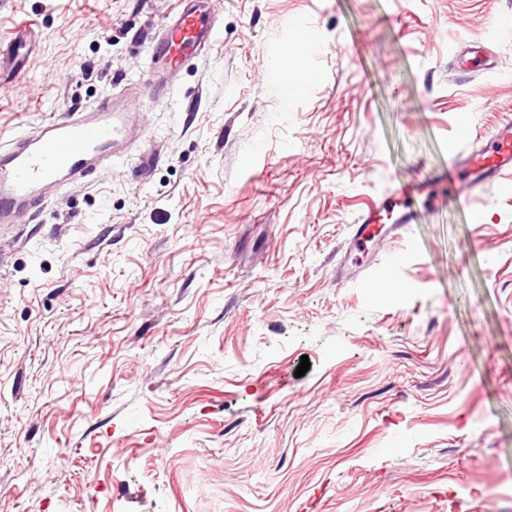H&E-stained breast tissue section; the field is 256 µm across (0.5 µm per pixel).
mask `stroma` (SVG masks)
Masks as SVG:
<instances>
[{"label":"stroma","instance_id":"obj_1","mask_svg":"<svg viewBox=\"0 0 512 512\" xmlns=\"http://www.w3.org/2000/svg\"><path fill=\"white\" fill-rule=\"evenodd\" d=\"M211 7L153 163L0 224V512H512V180L464 204L449 157L512 114V0ZM176 10L0 0V53L35 34L0 139L143 78ZM275 49L321 73L290 112ZM394 192L414 224L353 263ZM395 195L396 193H393L392 197L368 205L359 215L353 237L356 246H363L374 239L379 228L377 225L381 224L384 219L383 212L387 214V217L392 218L396 205H392L389 200H393Z\"/></svg>","mask_w":512,"mask_h":512}]
</instances>
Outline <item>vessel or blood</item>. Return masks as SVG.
Returning <instances> with one entry per match:
<instances>
[{
    "label": "vessel or blood",
    "mask_w": 512,
    "mask_h": 512,
    "mask_svg": "<svg viewBox=\"0 0 512 512\" xmlns=\"http://www.w3.org/2000/svg\"><path fill=\"white\" fill-rule=\"evenodd\" d=\"M210 2L181 0V10L162 21L144 80L148 95L139 106L126 105L120 94L73 109L0 143V224L14 223L20 210L42 208L56 189L141 149L144 141L131 137L132 127L146 126L148 110L168 97L172 75L218 42ZM29 50L27 36L12 41L6 52L12 62L11 78L23 74ZM452 164L469 194L511 178L512 116L503 118L479 147L453 156ZM387 213L394 214L399 229L415 221L409 208L394 209L386 199L373 203L357 219L354 244L361 246L373 240Z\"/></svg>",
    "instance_id": "vessel-or-blood-1"
}]
</instances>
